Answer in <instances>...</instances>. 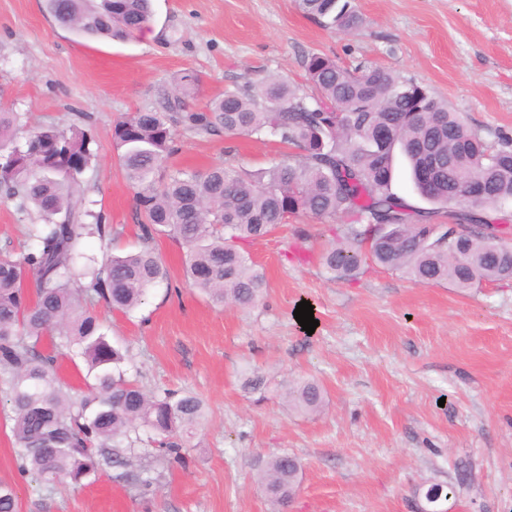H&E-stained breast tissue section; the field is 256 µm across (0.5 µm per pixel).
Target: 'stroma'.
<instances>
[{
  "label": "stroma",
  "mask_w": 512,
  "mask_h": 512,
  "mask_svg": "<svg viewBox=\"0 0 512 512\" xmlns=\"http://www.w3.org/2000/svg\"><path fill=\"white\" fill-rule=\"evenodd\" d=\"M362 27L333 31L295 0H153L148 28L125 41H92L55 26L44 0H0V110L22 124L90 131L95 161L81 177V210L114 232L86 238L96 259L141 244L142 215L112 143L120 117L162 109L184 73L199 86L189 109L227 90L285 75L305 85L304 61L381 66L424 85L488 141L512 137V0H352ZM168 169L218 163L259 172L285 148L275 138H227L176 123ZM38 214L0 193V254H18ZM323 221L300 216L242 242L266 273L249 308L219 305L182 284L184 251L153 243L169 279L124 314L97 305L126 377L146 391L189 392L207 420L183 442L177 463L148 445L129 458L146 486L116 471L73 489L20 475L0 402V482L17 512H420L434 483L454 488L444 512H512V283L462 293L401 272L364 266L333 280L319 256ZM318 325L302 330L301 301ZM263 373L265 394L242 383ZM316 380L320 413L289 409L280 386ZM296 456L302 470L288 506L258 481L264 463Z\"/></svg>",
  "instance_id": "35a3bbf8"
}]
</instances>
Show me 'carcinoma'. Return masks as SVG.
<instances>
[{"label": "carcinoma", "mask_w": 512, "mask_h": 512, "mask_svg": "<svg viewBox=\"0 0 512 512\" xmlns=\"http://www.w3.org/2000/svg\"><path fill=\"white\" fill-rule=\"evenodd\" d=\"M324 26L351 32L363 18L351 0H296ZM55 22L85 38H123L148 26L151 0H46ZM310 96L287 77L226 91L202 112L184 116L191 127L226 136L261 137L298 150L254 175L230 164L163 176L172 154L175 113L194 97L199 79L186 73L166 111L131 112L112 129L119 166L136 189L144 246L98 266L82 251L87 237L103 240L112 225L95 216L85 224L75 193L95 154L87 131L57 125L27 127L0 111V191L35 209L30 249L0 258V393L10 402V431L18 471L47 483L79 486L91 476L129 465L146 428L158 450L182 459L177 433L190 436L204 419L203 401L186 392L146 393L125 377L96 303L130 312L168 272L149 242L167 237L185 249L186 285L216 304L251 306L263 295V270L235 247L269 235L288 218H348L321 255L334 279H348L366 261L426 283L466 291L482 282L512 280V245L482 226L484 208L512 202V138L487 143L423 85L381 67L353 71L313 54L305 63ZM409 168L417 193L432 207L411 210L393 189L395 153ZM483 185L482 199L469 186ZM457 208L454 234L435 220ZM379 229L370 246L365 232ZM34 284L29 293L26 282ZM83 356L94 373L88 391L63 389L56 363L64 352ZM288 403L316 413L325 399L314 380L285 385ZM300 461L269 459L259 481L272 501L288 504ZM13 488L0 484V512H16Z\"/></svg>", "instance_id": "carcinoma-1"}]
</instances>
